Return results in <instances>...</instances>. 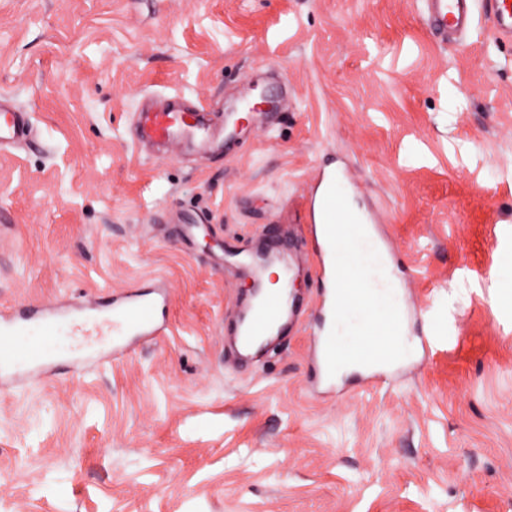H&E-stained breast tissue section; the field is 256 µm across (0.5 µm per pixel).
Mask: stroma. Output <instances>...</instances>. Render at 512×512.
<instances>
[{"instance_id":"stroma-1","label":"stroma","mask_w":512,"mask_h":512,"mask_svg":"<svg viewBox=\"0 0 512 512\" xmlns=\"http://www.w3.org/2000/svg\"><path fill=\"white\" fill-rule=\"evenodd\" d=\"M261 103L213 157L137 151L147 95ZM0 310L168 290L122 361L61 336L0 384V512H512V44L487 0L442 45L421 0H0ZM349 166L383 217L414 355L372 391L309 385L321 285L238 362L258 248L303 260L298 200ZM34 127L29 112L11 99L0 97V151L15 148L31 139Z\"/></svg>"}]
</instances>
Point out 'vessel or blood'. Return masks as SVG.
Masks as SVG:
<instances>
[{
  "instance_id": "vessel-or-blood-1",
  "label": "vessel or blood",
  "mask_w": 512,
  "mask_h": 512,
  "mask_svg": "<svg viewBox=\"0 0 512 512\" xmlns=\"http://www.w3.org/2000/svg\"><path fill=\"white\" fill-rule=\"evenodd\" d=\"M429 26L440 42L462 38L474 20L477 0H423ZM492 20L499 39L512 41V0H493ZM233 131L232 124L211 122L203 109L183 110L179 99L167 97L163 107L145 109L136 115L137 149L160 144L169 151L208 150L223 142ZM34 133L31 116L11 99L0 97V151L20 146ZM354 184L347 171L322 166L316 169L309 191L300 207L307 222L309 248L306 258L322 292L317 305L318 324L313 332L315 379L323 392H332L342 365L364 370L366 380L377 384L384 370L399 366L405 355L391 346L380 328L388 323L401 324L396 302H384L373 294L366 281L340 279L343 266L335 242L352 233L379 232L381 217L352 200ZM166 301L165 291L152 295L131 293L112 305V314L101 318L87 315L62 319L47 308L22 314L0 313V380L15 376L19 370L34 377L43 375L48 360L58 352L61 333L82 337L91 345L100 336L111 337L113 353L123 351L127 336H154L158 312ZM287 288L263 294L240 324V342L250 347L255 339L271 335L288 308ZM364 311L367 320L348 336L334 331L340 313Z\"/></svg>"
}]
</instances>
